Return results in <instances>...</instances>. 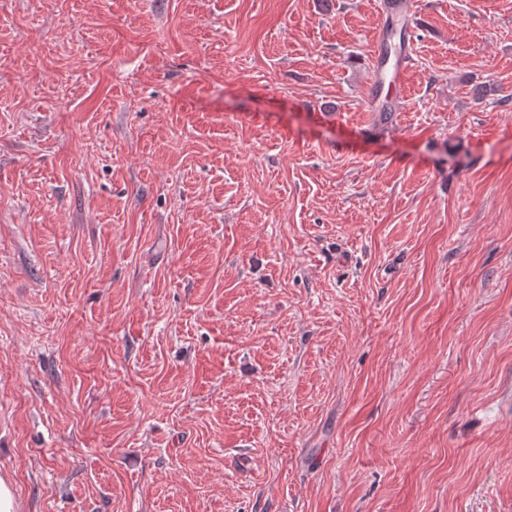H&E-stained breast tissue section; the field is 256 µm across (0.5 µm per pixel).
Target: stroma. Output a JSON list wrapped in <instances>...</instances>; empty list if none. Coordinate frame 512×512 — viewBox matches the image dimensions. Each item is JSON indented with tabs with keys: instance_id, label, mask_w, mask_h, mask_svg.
Wrapping results in <instances>:
<instances>
[{
	"instance_id": "stroma-1",
	"label": "stroma",
	"mask_w": 512,
	"mask_h": 512,
	"mask_svg": "<svg viewBox=\"0 0 512 512\" xmlns=\"http://www.w3.org/2000/svg\"><path fill=\"white\" fill-rule=\"evenodd\" d=\"M381 4L0 0L16 512H512V0Z\"/></svg>"
}]
</instances>
